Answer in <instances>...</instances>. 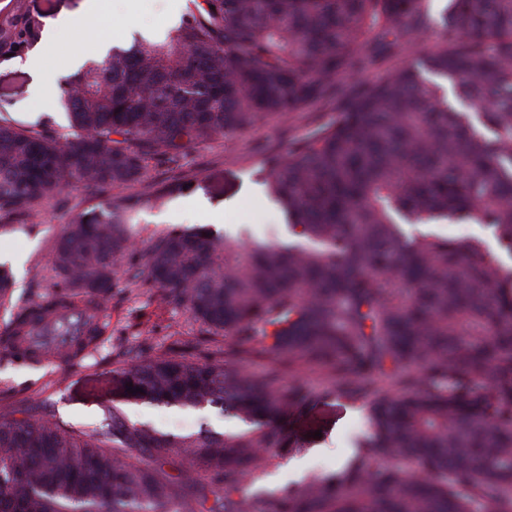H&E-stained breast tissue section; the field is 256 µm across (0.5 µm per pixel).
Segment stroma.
Segmentation results:
<instances>
[{
    "instance_id": "obj_1",
    "label": "stroma",
    "mask_w": 512,
    "mask_h": 512,
    "mask_svg": "<svg viewBox=\"0 0 512 512\" xmlns=\"http://www.w3.org/2000/svg\"><path fill=\"white\" fill-rule=\"evenodd\" d=\"M84 4L85 0H0V33L12 29L21 16H41L47 25L81 13ZM104 4L98 34L62 35L47 51V66H56L73 54L86 60L100 57L107 43L128 45L166 37L189 11L192 0H138L131 12L125 9L123 0H104ZM20 61L17 55L0 56V119L24 128L45 125L59 139L68 138L70 131L58 110L57 94L36 98L31 91L32 77ZM334 116V111L321 107L288 119L268 116L251 129L225 131L177 158L148 159L150 183L158 186L186 177L192 179L193 187L139 213L130 227L138 250H145L155 235L193 226L209 227L234 247H245L253 240L287 242L288 217L268 190L264 160L268 154L287 151L283 131L305 137ZM144 190L141 184L115 185L93 193L74 184L43 200L30 220L6 219L0 228V258L12 263L17 298L36 296L50 283L52 246L66 224L77 218L87 222L99 219L111 199L131 197ZM111 306L110 339L82 362L69 367L58 359L35 369L0 366V414L26 403L36 407L38 417L91 434L100 427L103 407L116 405L128 423L147 424L175 435L196 432L204 423L227 435L241 430L234 416L210 410L187 412L163 405L122 402L113 375L116 349L125 347L149 355L167 347L172 338L192 339L197 327L187 314L167 307L152 294L131 301L118 294ZM314 423L322 426L321 437H311L310 426ZM292 428L307 437V449L269 469L262 482L266 491L293 486L303 476L321 474L344 463L356 439L366 432L367 422L361 407L331 400L318 405L307 418L293 422Z\"/></svg>"
}]
</instances>
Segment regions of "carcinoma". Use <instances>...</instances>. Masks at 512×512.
<instances>
[{"instance_id":"obj_1","label":"carcinoma","mask_w":512,"mask_h":512,"mask_svg":"<svg viewBox=\"0 0 512 512\" xmlns=\"http://www.w3.org/2000/svg\"><path fill=\"white\" fill-rule=\"evenodd\" d=\"M193 5L165 39L109 46L68 77L58 106L71 139L0 121V217L25 220L65 184L143 183L152 155L334 104L331 123L264 161L309 245H254L230 260L223 237L174 229L150 241L144 268H125L133 218L190 184L114 199L102 220L66 225L37 298L14 300L0 267V362H41L23 329L89 305L82 328L55 323L69 349L48 350L81 357L105 340L114 288L157 292L198 336L119 361V397L230 412L243 429L172 436L107 406L86 438L14 409L0 415V512H512V276L501 257H512V0H448L424 59L479 128L411 65L347 98L335 83L403 55L426 25L424 0ZM42 28L26 16L5 36L9 52ZM444 222L484 227L497 248L403 229ZM257 360L261 376L248 370ZM330 396L367 411L354 457L279 493L250 492L304 452L290 424Z\"/></svg>"}]
</instances>
